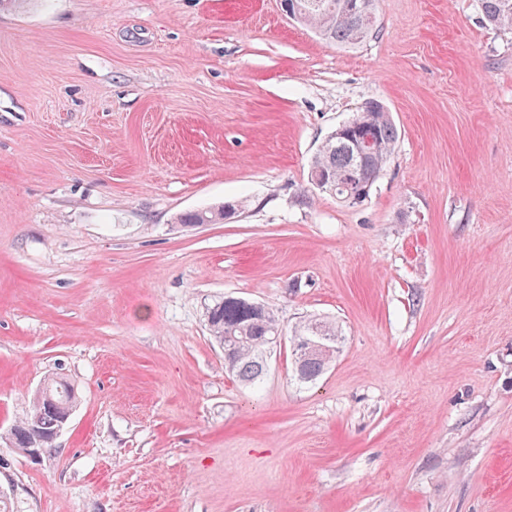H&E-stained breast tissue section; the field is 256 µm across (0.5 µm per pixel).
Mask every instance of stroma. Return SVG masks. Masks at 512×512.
Instances as JSON below:
<instances>
[{
	"label": "stroma",
	"instance_id": "obj_1",
	"mask_svg": "<svg viewBox=\"0 0 512 512\" xmlns=\"http://www.w3.org/2000/svg\"><path fill=\"white\" fill-rule=\"evenodd\" d=\"M341 49L280 0L0 11V492L12 512H512V32L377 0ZM398 147L361 204L310 181L364 102ZM229 200L221 224L180 213ZM337 320L312 387L252 386L206 312ZM52 457L2 437L48 375Z\"/></svg>",
	"mask_w": 512,
	"mask_h": 512
}]
</instances>
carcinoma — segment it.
<instances>
[{"label": "carcinoma", "instance_id": "1", "mask_svg": "<svg viewBox=\"0 0 512 512\" xmlns=\"http://www.w3.org/2000/svg\"><path fill=\"white\" fill-rule=\"evenodd\" d=\"M298 23L338 45L356 46L376 31V0H285ZM485 22L512 31V0H480ZM363 125L335 133L321 145L311 161L310 177L324 181L325 191L350 203L348 175L361 171L365 180L377 179L399 141L398 128L385 106L376 100L361 107ZM238 205L225 203L215 208L189 211L179 216L180 224H219L230 218ZM210 337L224 347V364L240 382L251 384L263 373L265 353L280 329L274 311L233 296L215 302L207 311ZM342 333L326 317L309 316L293 327L288 337L292 356L291 380L301 387L314 384L339 352ZM50 400L32 397L24 417L10 428L13 447H28L31 428L40 431L38 447L48 453L55 447L57 428L66 410L77 406L75 385L61 376L44 380Z\"/></svg>", "mask_w": 512, "mask_h": 512}]
</instances>
